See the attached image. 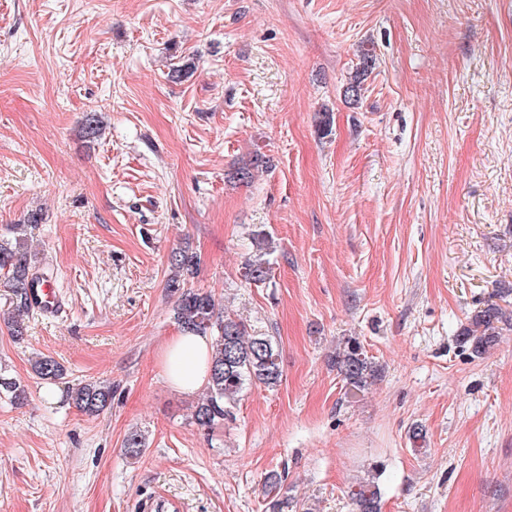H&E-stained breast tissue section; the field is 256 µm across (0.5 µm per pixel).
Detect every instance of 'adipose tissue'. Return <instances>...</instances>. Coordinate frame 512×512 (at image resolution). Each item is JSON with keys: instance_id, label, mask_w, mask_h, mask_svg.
Returning <instances> with one entry per match:
<instances>
[{"instance_id": "obj_1", "label": "adipose tissue", "mask_w": 512, "mask_h": 512, "mask_svg": "<svg viewBox=\"0 0 512 512\" xmlns=\"http://www.w3.org/2000/svg\"><path fill=\"white\" fill-rule=\"evenodd\" d=\"M211 352L210 337L178 331L166 341L160 354L164 380L170 387L185 394L199 391L209 377Z\"/></svg>"}]
</instances>
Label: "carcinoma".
Wrapping results in <instances>:
<instances>
[{
	"instance_id": "obj_1",
	"label": "carcinoma",
	"mask_w": 512,
	"mask_h": 512,
	"mask_svg": "<svg viewBox=\"0 0 512 512\" xmlns=\"http://www.w3.org/2000/svg\"><path fill=\"white\" fill-rule=\"evenodd\" d=\"M374 65L375 57L371 50L362 51L359 63L348 77L344 90L346 97L355 102L361 100L365 81ZM263 164V158L255 155L249 163L231 172L230 178L245 182L252 178V170ZM13 232V239H0V271L8 279L13 305L20 312L30 308L29 297L35 285L50 281V275L45 273L38 277L34 273L23 226H15ZM253 240L255 255L245 263L243 276L254 284H263L269 279L271 271V237L267 232L257 230L253 233ZM199 265L200 257L189 249L173 250L170 256L172 276L168 280V288L177 294L173 312L178 326L183 330L208 334L213 340L206 393L190 415L197 428L210 431L234 419L244 389L253 385L272 389L280 384L282 370L279 344L275 337L256 331L242 318L218 309L212 295L186 287ZM503 317L505 313L500 305H487L470 318L458 334V340L470 345L473 353L483 354L496 341V323ZM335 363L340 374L354 388H364L378 376L377 366L355 340H348L344 348L336 352ZM31 368L41 380L56 381L64 376L63 366L49 356L36 357ZM0 393L21 404L27 399V386L15 378L0 374ZM72 400L80 411L96 415L111 404L112 386L86 383L72 392ZM124 448L128 456L138 457L145 448V437L136 430L130 432ZM352 498L357 512H380L377 492L371 489L369 482L359 484V489L352 492Z\"/></svg>"
}]
</instances>
